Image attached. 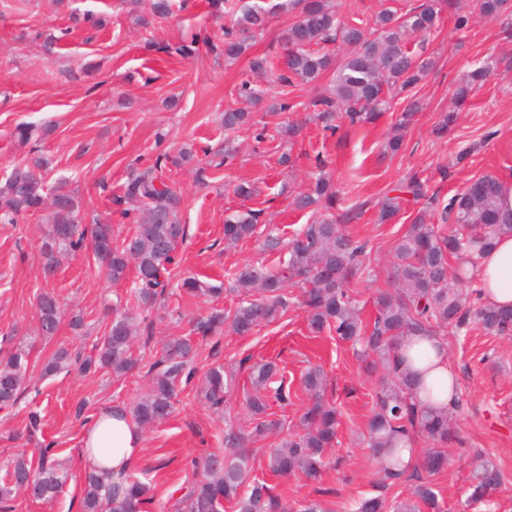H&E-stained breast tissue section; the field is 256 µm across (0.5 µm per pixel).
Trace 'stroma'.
<instances>
[{"instance_id": "stroma-1", "label": "stroma", "mask_w": 512, "mask_h": 512, "mask_svg": "<svg viewBox=\"0 0 512 512\" xmlns=\"http://www.w3.org/2000/svg\"><path fill=\"white\" fill-rule=\"evenodd\" d=\"M277 2L264 0L272 9L265 32L252 40L246 54L228 62L208 42L221 36L230 19L212 14L209 0H185L170 17L147 25L141 19L148 17L149 0H0V177L43 156L49 161V183L64 184L75 196L78 221L111 225L120 241L137 227L135 215L125 214L116 202L132 165L151 164L161 152L177 156L183 147L195 154L191 162L166 166V180L182 193L177 218L187 237L177 249L164 298L148 313L154 334L135 343L143 362L152 361L166 337L189 333L190 317L207 315L216 305L236 306L238 297L229 290L236 266L288 260L289 240L311 220L309 213L293 210L291 201L308 189L316 159L327 162L342 207L363 206L344 229L372 246L373 271L355 286L368 318L375 312L376 292L391 284L394 249L417 213L408 206L396 221L378 223L376 203L390 187L416 174L445 200L485 174L512 184V0H506L497 21L480 17L474 0H457V11H444L440 25L424 40L423 52L434 57L435 67L414 90L421 110L395 154L385 149L397 119L392 111L369 125L343 122L335 134L324 132L309 102L329 88L330 72L312 84L276 88L268 101L249 105V125L225 132L224 111L236 103L235 85L251 76V57L285 59L278 36L293 15ZM458 12L470 17L462 31L454 27ZM86 13L100 18V27L81 23ZM196 31L206 35V42L191 55L177 54L182 40ZM488 61L493 68L486 81L460 108L448 133H438L457 85L474 66ZM285 99L291 109L275 110V103ZM290 121L302 126L292 144L277 133ZM21 124L46 126L50 132L23 144L15 136ZM228 141L236 148L234 161L214 167ZM241 183L253 188L251 198L235 194ZM247 208L261 213L255 235L226 244L225 217ZM50 227L47 209L14 224L0 223V357L19 343L30 350L28 392L17 406L0 410V482L16 454L35 453L38 441L25 436L32 410L40 415L41 439L54 444L57 460L71 477L52 503L20 492L7 501L9 512H81L83 472L77 449L84 426L103 402L133 409L150 385L142 370L118 381L75 370L42 377L45 360L57 348H88L102 336L110 321L106 301L136 306L131 282L109 281L92 255L64 258L53 273H45L42 244ZM271 235L280 240L274 251L267 247ZM187 276L223 292L215 298L188 296L181 289ZM45 291L56 297L62 315L58 333L49 339L38 333L35 309L37 296ZM299 294L297 287H289L287 311L253 335L227 330L199 342L198 372L224 366L234 375L233 398L215 409L195 388H187L169 419L144 428V448L132 473L151 485L149 512H175L174 492L200 476L192 460L223 455L227 432L250 431L246 357L276 361L295 395L292 406L269 411L280 429L248 441L254 475L267 478L292 512L309 500L322 502L327 512H351L360 499L382 492L377 464L362 437L374 380L351 350L310 332ZM77 314L85 330L72 328ZM442 334L448 362L459 376L460 407L453 417L460 442L449 448L448 468L435 476V488L445 512H459L473 463L481 456L505 475L492 496L496 512H512V336L491 335L473 323L448 326ZM311 366L324 370L340 421L338 443L317 483L277 478L267 470L268 449L300 429L306 402L301 379Z\"/></svg>"}]
</instances>
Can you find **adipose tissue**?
I'll list each match as a JSON object with an SVG mask.
<instances>
[{
  "mask_svg": "<svg viewBox=\"0 0 512 512\" xmlns=\"http://www.w3.org/2000/svg\"><path fill=\"white\" fill-rule=\"evenodd\" d=\"M483 302L512 304V233L499 235L470 272ZM397 360L417 375L423 388H433L432 407L449 409L459 399V382L448 364L442 336H408L398 348ZM144 446L140 428L120 404L100 406L84 428L79 454L85 470L120 477L139 460Z\"/></svg>",
  "mask_w": 512,
  "mask_h": 512,
  "instance_id": "obj_1",
  "label": "adipose tissue"
}]
</instances>
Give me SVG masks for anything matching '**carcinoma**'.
<instances>
[{"mask_svg":"<svg viewBox=\"0 0 512 512\" xmlns=\"http://www.w3.org/2000/svg\"><path fill=\"white\" fill-rule=\"evenodd\" d=\"M505 0H475L478 14L495 21L502 16ZM297 10L296 20L282 32L286 47V71L276 79L290 86L315 82L332 69L336 76L330 92L315 98L311 105L324 128L341 115L351 126H363L377 120L391 108V100L417 85L434 66L414 50L412 37L432 32L443 8L453 7L452 0H423L400 14L387 9L370 19L341 16L334 0H289ZM237 14L232 26L224 29L221 45L224 59L236 60L247 49L249 34L264 29L266 11L259 5H231ZM351 47L343 59L336 60L331 46ZM491 67L484 64L471 71L456 88L453 105L469 97L473 86L483 82ZM267 90L249 80L237 88V97L259 101ZM418 105L409 101L394 125L388 149L397 152L403 144L404 130L410 125ZM250 120V113L237 109L224 112V128L235 130ZM47 162L35 157L15 167L0 179V222L13 224L25 213H36L50 206L53 224L42 250L46 270L52 272L63 255L90 250L112 281L118 283L135 269L138 307L149 311L164 292L169 265L179 243L185 238V226L176 220L182 200L177 187L164 179L162 160L130 174L121 204L141 205L135 235L120 245L113 243L112 225L78 224L75 198L58 186L47 185ZM326 162L317 159L320 175L309 190L293 198L299 211L322 208L327 215L313 220L289 243L288 262L283 267L244 263L230 273L232 291L242 295L238 305L228 311L215 307L196 319L188 336H171L162 345L160 357L150 364L146 374L151 388L134 408L142 426L168 418L181 384L196 374L192 366L196 355L194 337L207 339L230 327L240 336L253 334L258 327L273 321L285 311V286L292 282L301 289L312 333H329L349 346L373 372L375 382L373 409L367 421L368 448L378 463L380 484L411 483L410 494L391 500L384 495L365 497L356 512H442L433 477L446 470L448 446L458 442V433L446 410L429 408L418 401L413 374L399 369L396 350L401 340L417 332H439L449 324L457 327L472 320L489 334L512 335V306L501 308L471 301L461 288L464 277L452 270V261L491 247L501 232H512V209L501 204L504 185L493 175L472 181L462 193L452 197L443 208L438 199L428 195V181L413 175L407 182L393 186L378 201V221L390 222L405 204L423 206L409 225L395 249L392 289L376 300L375 316L362 318L352 280L366 268L368 242L355 240L342 231V224L356 217L352 209L334 214L340 198L331 178L326 176ZM438 212L441 223L455 227L443 233L426 220L429 210ZM259 211L246 209L224 220V242L234 245L252 237L257 229ZM66 228L65 235L58 230ZM41 335L52 337L60 325L59 306L50 292L39 295L36 303ZM136 317L124 313L113 318L102 340L94 344V354L83 356L66 348L57 349L46 362L43 375L53 376L75 367L87 372L101 369L122 378L138 369L133 352L137 337ZM28 351L18 347L0 359V409L14 406L25 390ZM279 369L274 361L250 367L254 393L246 397L251 420L250 435L260 437L276 428L266 419L270 401L283 406L291 400L284 381H276ZM307 396L300 417L301 431L280 448L268 449L267 468L279 478L300 475L317 483L327 465L326 454L335 447L339 421L336 407L327 398V380L318 367L303 375ZM200 395L217 408L226 402L231 382L224 379V367H212L199 387ZM426 438L427 449L420 462L409 469L401 465L399 449ZM245 436L229 432L224 436L227 454L218 464L208 457L194 461L202 468L203 479L193 483L174 503L175 512H290L274 487L252 474L249 452L243 447ZM504 474L494 463L482 461L473 470L466 504L484 501L503 483ZM68 475L56 463L49 449L40 450L33 459L20 454L10 465L8 479L0 485V502L33 484V498L53 501ZM150 487L125 475L117 481L87 473L83 479L82 512H145L152 501Z\"/></svg>","mask_w":512,"mask_h":512,"instance_id":"carcinoma-1","label":"carcinoma"}]
</instances>
